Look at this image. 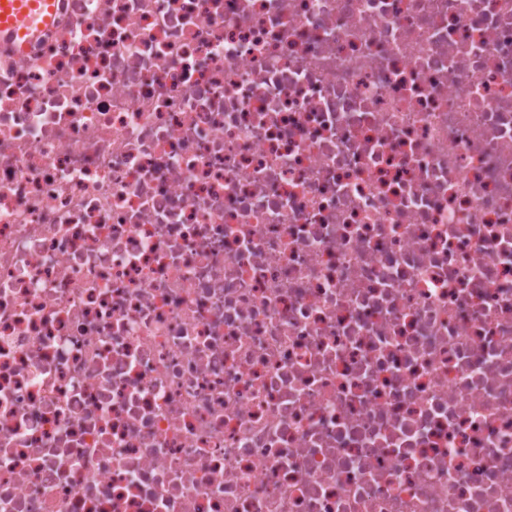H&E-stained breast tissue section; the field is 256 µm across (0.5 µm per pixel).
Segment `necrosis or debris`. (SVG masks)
I'll use <instances>...</instances> for the list:
<instances>
[{
  "label": "necrosis or debris",
  "mask_w": 512,
  "mask_h": 512,
  "mask_svg": "<svg viewBox=\"0 0 512 512\" xmlns=\"http://www.w3.org/2000/svg\"><path fill=\"white\" fill-rule=\"evenodd\" d=\"M0 512H512V0L0 39Z\"/></svg>",
  "instance_id": "4bbe7bcc"
}]
</instances>
